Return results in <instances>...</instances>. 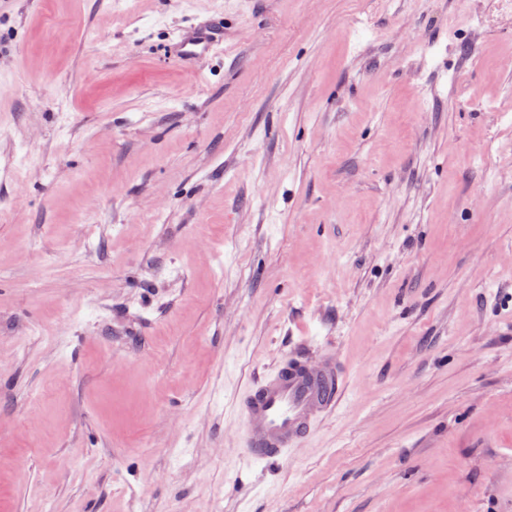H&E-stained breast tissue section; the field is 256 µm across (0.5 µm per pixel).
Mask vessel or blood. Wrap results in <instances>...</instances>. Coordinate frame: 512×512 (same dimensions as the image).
<instances>
[{
  "label": "vessel or blood",
  "mask_w": 512,
  "mask_h": 512,
  "mask_svg": "<svg viewBox=\"0 0 512 512\" xmlns=\"http://www.w3.org/2000/svg\"><path fill=\"white\" fill-rule=\"evenodd\" d=\"M214 47L206 32L174 42L170 59L190 62L210 55ZM347 377L335 353L317 358L288 353L269 375L245 391L239 412L243 421L240 448L250 460L274 462L308 440L321 420L335 410Z\"/></svg>",
  "instance_id": "1"
}]
</instances>
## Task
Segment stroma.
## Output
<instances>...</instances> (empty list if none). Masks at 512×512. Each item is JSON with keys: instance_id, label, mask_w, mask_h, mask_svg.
<instances>
[{"instance_id": "obj_1", "label": "stroma", "mask_w": 512, "mask_h": 512, "mask_svg": "<svg viewBox=\"0 0 512 512\" xmlns=\"http://www.w3.org/2000/svg\"><path fill=\"white\" fill-rule=\"evenodd\" d=\"M508 109L499 0L1 9L0 512H512ZM301 343L342 403L248 461ZM213 47L214 41L209 33L187 34L174 42L168 57L177 62H190L209 56Z\"/></svg>"}]
</instances>
